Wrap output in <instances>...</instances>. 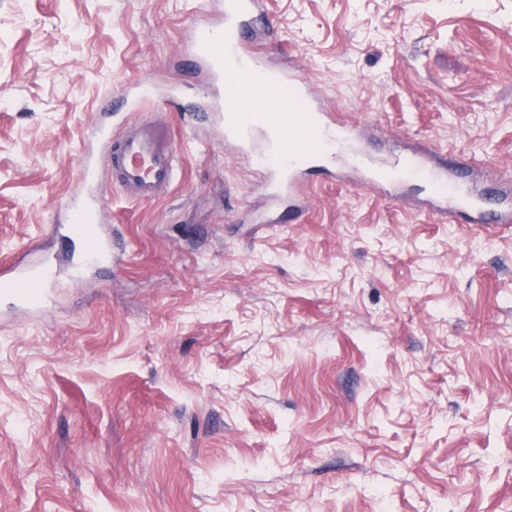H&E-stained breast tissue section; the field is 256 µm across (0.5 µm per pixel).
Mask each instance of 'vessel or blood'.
Listing matches in <instances>:
<instances>
[{
    "mask_svg": "<svg viewBox=\"0 0 512 512\" xmlns=\"http://www.w3.org/2000/svg\"><path fill=\"white\" fill-rule=\"evenodd\" d=\"M263 13V0H224L223 23L197 28L193 48L208 66L225 137L244 146L257 138L264 140L265 147L256 152L255 161L277 177L278 191L292 202V217L302 213L308 187L305 176L319 159L335 165L340 174L346 162H353L364 183L388 196L405 182H422L429 188V211L448 218L465 212L473 221L481 220L483 194L477 185L460 184L449 167L439 166L421 151L383 161L364 155L357 148L361 132L356 122L326 111L294 67L265 65L260 50L247 36L253 19ZM98 140L110 144L112 173L130 195L149 200L172 185L177 155L163 129L133 123L115 138L108 131H100ZM80 175L91 193L69 198L66 206L87 254L105 259L112 253V239L99 220L108 209V201L93 190L100 177L93 158L82 159ZM48 294V272L0 278V299L16 300L39 310Z\"/></svg>",
    "mask_w": 512,
    "mask_h": 512,
    "instance_id": "vessel-or-blood-1",
    "label": "vessel or blood"
}]
</instances>
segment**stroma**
Returning a JSON list of instances; mask_svg holds the SVG:
<instances>
[{"label":"stroma","mask_w":512,"mask_h":512,"mask_svg":"<svg viewBox=\"0 0 512 512\" xmlns=\"http://www.w3.org/2000/svg\"><path fill=\"white\" fill-rule=\"evenodd\" d=\"M253 37L373 157L512 172V0H265ZM224 0H0V512H512V223L453 224L317 170L300 221L225 140L195 28ZM151 102L121 109L129 85ZM156 120L178 178L65 220L97 126ZM66 206L87 254L97 259L108 258L112 254V238L97 224L108 210V200L99 193H91L86 197H70ZM49 273L22 272L0 278V299L24 303L34 310L43 308L49 294Z\"/></svg>","instance_id":"1"}]
</instances>
